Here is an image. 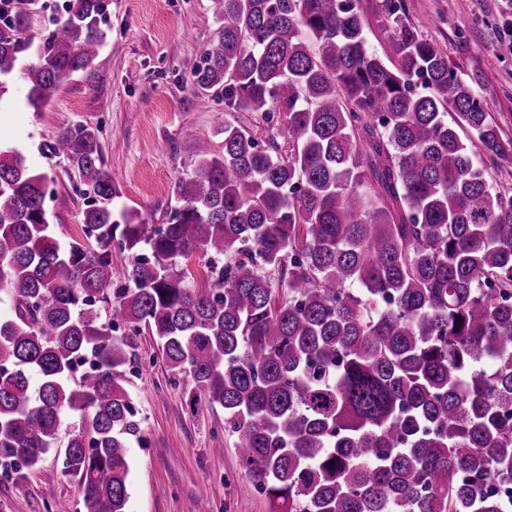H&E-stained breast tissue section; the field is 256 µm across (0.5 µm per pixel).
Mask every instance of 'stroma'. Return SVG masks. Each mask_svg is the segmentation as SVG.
<instances>
[{
  "label": "stroma",
  "mask_w": 512,
  "mask_h": 512,
  "mask_svg": "<svg viewBox=\"0 0 512 512\" xmlns=\"http://www.w3.org/2000/svg\"><path fill=\"white\" fill-rule=\"evenodd\" d=\"M420 33L441 43L460 76L477 71L489 112L512 135V0H405ZM216 27L210 0H108L107 36L91 66L62 84L41 108L27 102L16 70L0 96V151L20 152L27 166L53 178L45 206L61 243L84 240L90 201L67 163L50 146L63 127H102V156L119 195L114 211L152 224L166 220L170 187L195 168L194 148L222 149L219 106L191 85V72ZM129 391L148 446L131 444L127 512H268V502L239 464L222 409L189 407L188 378L171 372L152 336L136 338ZM49 451L26 477L0 475V512H84L75 477L48 482L58 465Z\"/></svg>",
  "instance_id": "1"
}]
</instances>
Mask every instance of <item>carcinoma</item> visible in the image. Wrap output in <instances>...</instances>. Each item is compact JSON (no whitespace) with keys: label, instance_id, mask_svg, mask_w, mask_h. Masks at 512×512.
Wrapping results in <instances>:
<instances>
[{"label":"carcinoma","instance_id":"1","mask_svg":"<svg viewBox=\"0 0 512 512\" xmlns=\"http://www.w3.org/2000/svg\"><path fill=\"white\" fill-rule=\"evenodd\" d=\"M37 2L0 0V97L34 48V108L94 61L107 7L69 0L35 47L21 34ZM210 2L192 83L234 118L222 150H196L171 185L166 223L112 210L100 129L75 123L51 151L93 193L83 232L97 247L63 245L50 178L0 151V287L14 298L0 316V471L38 468L60 415L77 413L44 477H77L85 512H126L143 438L126 372L145 330L190 376V407L223 409L270 512H512V190L490 185L512 137L476 93L481 75L459 77L405 0L378 5L389 62L367 48L360 0ZM195 252L201 291L177 268Z\"/></svg>","mask_w":512,"mask_h":512}]
</instances>
